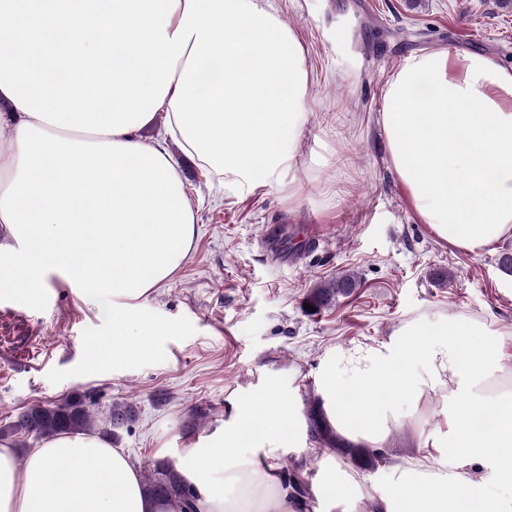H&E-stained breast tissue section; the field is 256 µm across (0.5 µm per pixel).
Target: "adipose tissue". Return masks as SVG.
Masks as SVG:
<instances>
[{
	"mask_svg": "<svg viewBox=\"0 0 512 512\" xmlns=\"http://www.w3.org/2000/svg\"><path fill=\"white\" fill-rule=\"evenodd\" d=\"M0 0V293L35 297L53 265L90 298H112L125 341L116 363L154 354L129 333L128 301L170 280L196 234L182 172L141 133L164 118L182 152L242 193L281 183L308 123L302 46L269 0ZM394 173L423 223L470 253L512 240V67L490 55L406 58L380 115ZM478 320L440 317L330 353L327 421L383 448L410 420L432 424L418 465L368 495L360 474L321 454L320 512H512V367ZM373 391L346 401L345 381ZM443 417L434 420L435 406ZM306 424L286 397L230 405L223 432L185 451L197 512H308L279 460ZM0 512H182L141 488L125 453L96 435H59L17 463L0 441Z\"/></svg>",
	"mask_w": 512,
	"mask_h": 512,
	"instance_id": "adipose-tissue-1",
	"label": "adipose tissue"
}]
</instances>
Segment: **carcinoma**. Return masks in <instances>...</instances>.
<instances>
[{"instance_id": "1", "label": "carcinoma", "mask_w": 512, "mask_h": 512, "mask_svg": "<svg viewBox=\"0 0 512 512\" xmlns=\"http://www.w3.org/2000/svg\"><path fill=\"white\" fill-rule=\"evenodd\" d=\"M356 277L344 275L336 280L313 289L308 295V304L318 309L328 306L336 297L350 293L356 287ZM310 429L319 437L326 449L336 452L339 457L350 454L351 449L326 421L321 396L315 395L305 410ZM136 407L131 403L114 404L96 419L89 410L83 396L73 394L49 405L36 404L20 412L16 420L0 428V435H27L37 439H49L62 434H88L97 430L111 436L129 428L136 419ZM145 491L158 500L177 499L184 512H197L199 498L196 488L187 483L175 464L168 459L155 462L152 469L143 475Z\"/></svg>"}]
</instances>
